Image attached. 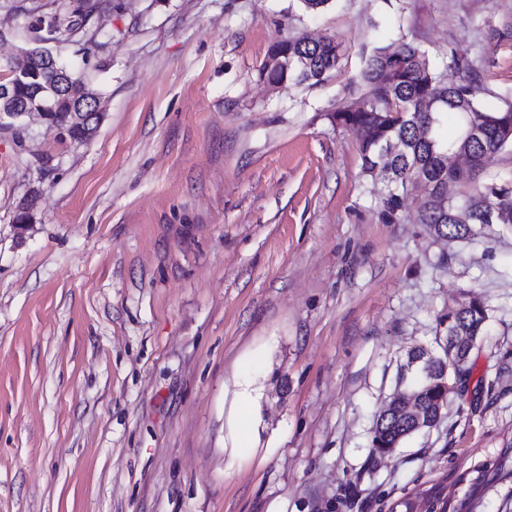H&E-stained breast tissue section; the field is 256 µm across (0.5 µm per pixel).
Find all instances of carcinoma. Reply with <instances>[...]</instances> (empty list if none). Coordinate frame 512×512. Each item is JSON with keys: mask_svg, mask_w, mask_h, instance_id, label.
<instances>
[{"mask_svg": "<svg viewBox=\"0 0 512 512\" xmlns=\"http://www.w3.org/2000/svg\"><path fill=\"white\" fill-rule=\"evenodd\" d=\"M107 7V0H80L72 11L73 20L61 26L56 16L39 15L27 26L37 46L29 51L42 56L46 50L39 44L63 36L82 35L96 42L100 32L89 27L95 13ZM268 57H278L286 64L267 66L262 63L259 76L274 89L285 81L316 87L324 83L339 66L343 53L340 44L330 38L305 42L288 38L272 44ZM450 66L459 79L449 84L430 65L425 52L410 41L376 45L362 72L366 96L336 110L333 119L346 127H362L360 153L362 173L374 176L388 174L380 199L385 221L400 220L407 185L422 178L427 194L417 207L420 223L438 237L471 239L491 224H512V179L485 183L469 195L461 188L476 181L484 158L512 146V107L489 110L475 99L476 86L472 72L463 59L453 54ZM14 99L28 104L37 112L51 113L47 127H67L69 139L84 143L96 133L98 126L72 122L71 99L57 91L55 72L41 64L33 67L29 79L17 84ZM456 117L458 133L447 142L435 134L439 114ZM481 129L484 144L474 145L467 138L470 128ZM460 152L468 155L467 166L451 161ZM467 307L458 308L457 300L448 303V316L435 328V343L441 352L429 356L415 366L401 365L398 382L418 388L423 409L435 420L441 419L446 405L440 385L445 366L449 365L448 344L452 339L482 336L489 320L482 297L471 293L461 297ZM411 428L397 423L387 432L372 437V448L379 453L396 448Z\"/></svg>", "mask_w": 512, "mask_h": 512, "instance_id": "obj_1", "label": "carcinoma"}]
</instances>
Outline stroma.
<instances>
[{"mask_svg": "<svg viewBox=\"0 0 512 512\" xmlns=\"http://www.w3.org/2000/svg\"><path fill=\"white\" fill-rule=\"evenodd\" d=\"M111 3L96 44H46L98 95L93 138L0 126V512H512V224L436 239L418 186L384 222L382 176L332 119L402 38L512 105V0ZM74 7L0 0V71L33 16ZM306 35L340 43L339 69L269 90L272 43ZM474 292L461 393L379 457L408 351ZM243 378L256 443L228 448Z\"/></svg>", "mask_w": 512, "mask_h": 512, "instance_id": "35a3bbf8", "label": "stroma"}]
</instances>
